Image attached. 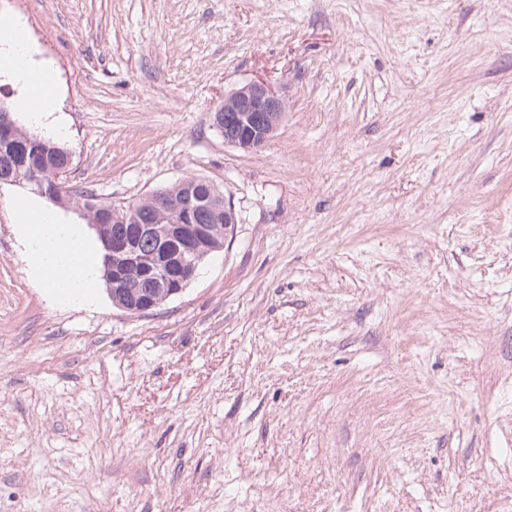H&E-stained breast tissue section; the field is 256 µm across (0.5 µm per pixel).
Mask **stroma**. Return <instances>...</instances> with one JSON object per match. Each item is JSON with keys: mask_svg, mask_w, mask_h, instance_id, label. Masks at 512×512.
I'll list each match as a JSON object with an SVG mask.
<instances>
[{"mask_svg": "<svg viewBox=\"0 0 512 512\" xmlns=\"http://www.w3.org/2000/svg\"><path fill=\"white\" fill-rule=\"evenodd\" d=\"M70 185L238 222L181 293L60 307L0 184V512H512V0H0ZM264 79L260 148L212 125Z\"/></svg>", "mask_w": 512, "mask_h": 512, "instance_id": "35a3bbf8", "label": "stroma"}]
</instances>
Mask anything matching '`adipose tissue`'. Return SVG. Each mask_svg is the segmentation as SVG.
Here are the masks:
<instances>
[{
	"instance_id": "1",
	"label": "adipose tissue",
	"mask_w": 512,
	"mask_h": 512,
	"mask_svg": "<svg viewBox=\"0 0 512 512\" xmlns=\"http://www.w3.org/2000/svg\"><path fill=\"white\" fill-rule=\"evenodd\" d=\"M8 76L23 92L19 106L42 135L62 136L52 115L57 107L54 79L38 67L29 44L17 27L0 19V75ZM17 234L30 276L62 306L95 302L105 250L84 224L67 221L56 208L26 200L16 208Z\"/></svg>"
}]
</instances>
